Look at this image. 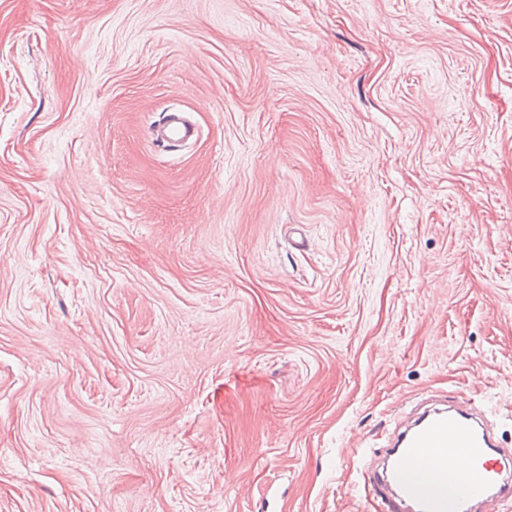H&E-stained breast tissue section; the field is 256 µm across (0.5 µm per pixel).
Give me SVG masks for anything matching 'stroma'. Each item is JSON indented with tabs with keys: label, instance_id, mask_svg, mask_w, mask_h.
<instances>
[{
	"label": "stroma",
	"instance_id": "stroma-1",
	"mask_svg": "<svg viewBox=\"0 0 512 512\" xmlns=\"http://www.w3.org/2000/svg\"><path fill=\"white\" fill-rule=\"evenodd\" d=\"M431 396L512 448V0H0V512H373ZM199 136L198 126L180 112L167 113L163 124L156 129V139L166 147H180Z\"/></svg>",
	"mask_w": 512,
	"mask_h": 512
}]
</instances>
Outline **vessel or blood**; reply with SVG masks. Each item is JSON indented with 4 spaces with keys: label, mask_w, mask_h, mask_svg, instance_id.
<instances>
[{
    "label": "vessel or blood",
    "mask_w": 512,
    "mask_h": 512,
    "mask_svg": "<svg viewBox=\"0 0 512 512\" xmlns=\"http://www.w3.org/2000/svg\"><path fill=\"white\" fill-rule=\"evenodd\" d=\"M199 136L198 126L178 112L167 113L156 131L157 140L174 148ZM459 450L471 460L459 488L407 480V471L422 459L446 471L449 455ZM499 453L480 418L446 404L423 412L401 432L385 449L382 467L363 473V490L376 512H479L482 504L512 497V477L504 475Z\"/></svg>",
    "instance_id": "vessel-or-blood-1"
}]
</instances>
